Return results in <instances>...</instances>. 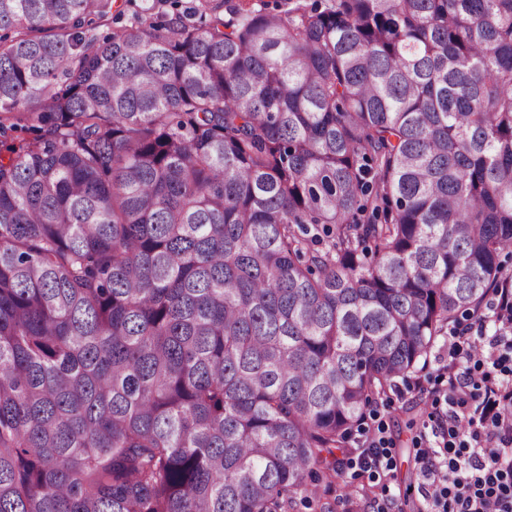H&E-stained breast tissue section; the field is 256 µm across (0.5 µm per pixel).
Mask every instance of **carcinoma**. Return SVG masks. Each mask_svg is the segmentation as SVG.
Returning a JSON list of instances; mask_svg holds the SVG:
<instances>
[{
	"label": "carcinoma",
	"instance_id": "obj_1",
	"mask_svg": "<svg viewBox=\"0 0 512 512\" xmlns=\"http://www.w3.org/2000/svg\"><path fill=\"white\" fill-rule=\"evenodd\" d=\"M113 2L0 0V512H289L512 279V0Z\"/></svg>",
	"mask_w": 512,
	"mask_h": 512
}]
</instances>
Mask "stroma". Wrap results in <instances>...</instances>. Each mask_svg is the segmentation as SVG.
I'll list each match as a JSON object with an SVG mask.
<instances>
[{"label":"stroma","instance_id":"35a3bbf8","mask_svg":"<svg viewBox=\"0 0 512 512\" xmlns=\"http://www.w3.org/2000/svg\"><path fill=\"white\" fill-rule=\"evenodd\" d=\"M447 356L445 341H438L426 367L408 379L397 380L386 401L375 407L394 444L396 466L390 475L372 483L343 474L341 485L333 486L329 493L298 500L293 512H358L363 499L380 494L385 485L395 495L401 512H420L422 498L417 490L415 439L428 429L432 410L430 392Z\"/></svg>","mask_w":512,"mask_h":512}]
</instances>
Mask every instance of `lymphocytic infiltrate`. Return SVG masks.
I'll return each instance as SVG.
<instances>
[{
	"label": "lymphocytic infiltrate",
	"mask_w": 512,
	"mask_h": 512,
	"mask_svg": "<svg viewBox=\"0 0 512 512\" xmlns=\"http://www.w3.org/2000/svg\"><path fill=\"white\" fill-rule=\"evenodd\" d=\"M491 309L500 333L486 335L474 322L448 338L431 434L417 447L422 512H512V288L497 290ZM474 335L482 337L483 353H476ZM337 465L372 479L391 470L384 425Z\"/></svg>",
	"instance_id": "1"
}]
</instances>
